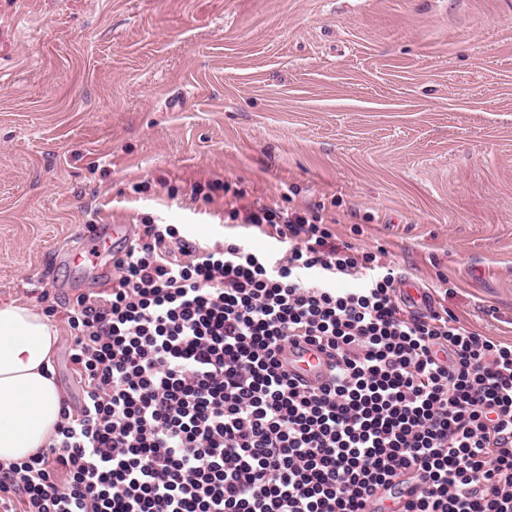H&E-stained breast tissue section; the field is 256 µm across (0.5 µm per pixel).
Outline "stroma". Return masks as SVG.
<instances>
[{"label": "stroma", "mask_w": 512, "mask_h": 512, "mask_svg": "<svg viewBox=\"0 0 512 512\" xmlns=\"http://www.w3.org/2000/svg\"><path fill=\"white\" fill-rule=\"evenodd\" d=\"M243 193L234 199L233 190ZM320 209L512 343V0H0V304L67 312L104 224L286 251L231 207Z\"/></svg>", "instance_id": "1"}]
</instances>
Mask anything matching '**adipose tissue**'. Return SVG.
I'll return each instance as SVG.
<instances>
[{
	"label": "adipose tissue",
	"mask_w": 512,
	"mask_h": 512,
	"mask_svg": "<svg viewBox=\"0 0 512 512\" xmlns=\"http://www.w3.org/2000/svg\"><path fill=\"white\" fill-rule=\"evenodd\" d=\"M57 342V327L34 306L0 305V465L51 441L65 401L54 378Z\"/></svg>",
	"instance_id": "obj_1"
}]
</instances>
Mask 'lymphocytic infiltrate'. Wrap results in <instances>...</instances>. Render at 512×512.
Segmentation results:
<instances>
[{
	"mask_svg": "<svg viewBox=\"0 0 512 512\" xmlns=\"http://www.w3.org/2000/svg\"><path fill=\"white\" fill-rule=\"evenodd\" d=\"M229 218L286 253L145 224L68 315L80 400L0 466V495L21 512H512V345L408 312L393 269L319 213ZM300 342L333 361L320 385L279 360Z\"/></svg>",
	"mask_w": 512,
	"mask_h": 512,
	"instance_id": "f902f5d3",
	"label": "lymphocytic infiltrate"
}]
</instances>
